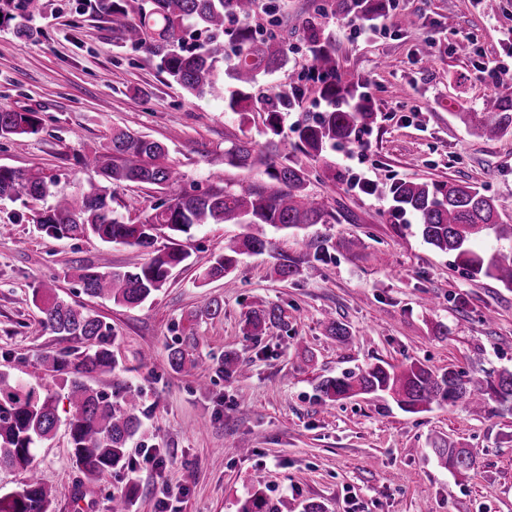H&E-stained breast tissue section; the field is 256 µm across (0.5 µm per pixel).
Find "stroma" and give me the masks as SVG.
Listing matches in <instances>:
<instances>
[{
  "mask_svg": "<svg viewBox=\"0 0 512 512\" xmlns=\"http://www.w3.org/2000/svg\"><path fill=\"white\" fill-rule=\"evenodd\" d=\"M272 3L292 53L264 86L295 82L305 90L300 106L283 115L287 130L324 104L308 78L301 38L310 0ZM410 15L417 26L406 25ZM347 21L331 12L324 23L343 77L367 92L376 120L363 131V146L307 164L309 190L334 219L301 237L267 230L274 250L243 257L231 278L203 285L198 274L247 227L204 224L181 238L189 259L142 306L88 296L69 267L115 269L145 254L49 237L35 222L42 202L0 200V369L48 386L41 357L79 347L77 338L38 323L33 290L49 282L54 295L112 326L120 375L143 402L130 455L137 476L114 471L79 499L65 431L37 449L42 480L54 492L52 512H109L113 495L132 482L134 512H239L258 472L267 497L287 499L293 512L311 501L323 512H512V413L477 414L460 404L411 414L372 395L326 406L316 392L323 378L379 361L512 370V291L468 277L454 255L423 241L412 216L393 217L389 196L347 184L358 158L384 188L413 179L471 183L495 199L501 223L512 224V135L490 139L459 118L482 111L491 92L483 63L512 69V0H400L364 22L358 38ZM22 22L32 37L16 35L15 21L0 22V112L37 113L41 130L0 139V165L54 181L55 191L74 192L93 178L80 159L115 127L165 142L187 191L245 178L224 164L227 139L257 146L270 139L261 122L226 111L223 99L187 94L157 71L148 50L124 46L94 0H34ZM466 37L474 48L463 54L457 44ZM308 240L328 249L319 272L274 275L277 255L301 254ZM213 299L221 314L198 316ZM260 303L281 307L285 323L254 339L244 335V319ZM332 318L347 325L349 341L327 335ZM439 323L447 335H436ZM176 346L191 359L180 372L168 365ZM227 352L241 361L230 379L216 365ZM441 439L471 449L474 470L461 477L443 468L432 451ZM241 442L250 455H227ZM145 448L169 457L167 479L142 466ZM168 482L183 494L166 497Z\"/></svg>",
  "mask_w": 512,
  "mask_h": 512,
  "instance_id": "obj_1",
  "label": "stroma"
}]
</instances>
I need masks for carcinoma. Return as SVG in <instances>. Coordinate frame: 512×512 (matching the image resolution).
Listing matches in <instances>:
<instances>
[{
	"label": "carcinoma",
	"instance_id": "obj_1",
	"mask_svg": "<svg viewBox=\"0 0 512 512\" xmlns=\"http://www.w3.org/2000/svg\"><path fill=\"white\" fill-rule=\"evenodd\" d=\"M387 7V0H338L336 4L366 19L383 15ZM98 10L124 44L149 49L158 71L188 94L222 95L224 108L244 121L261 114L275 138L263 147L237 140L224 148L225 165L254 172L259 179H241L224 184L222 190L195 194L174 189L180 173L169 163L164 144L122 128L112 129L105 143L82 158L83 166L95 170L99 180L55 196L37 218L39 229L50 237L95 239L149 255L144 262L119 269L75 268L87 295L130 308L140 306L161 291L172 269L189 258L177 238L202 224L252 228L212 257L200 274L208 282L230 276L240 256L269 250L272 242L266 236L267 227L299 231L329 223L333 214L310 193L300 157L323 159L336 144L357 141L361 130L373 123L374 112L365 95L341 76L334 37L323 22L326 8L317 7L303 28L311 79L326 106L314 117L293 124L290 139L281 136L282 113L300 104L304 91L283 84L269 94L261 82V77L286 67L289 61L288 43L257 22L264 14L270 17V25H281L272 6L263 0H98ZM188 22L205 33L203 41L191 47L183 44ZM222 74L233 85L227 95ZM499 83L484 103L481 130L488 138L512 131V74L502 73ZM39 126L35 112H0V138L34 135ZM130 184L153 186L169 195L151 206L142 220L127 222L112 209V199L116 188ZM389 193L392 213L413 215L427 244L453 254L470 277L491 278L512 289V248L501 246L489 254L474 249L479 239L512 241V225L500 223L493 197L470 183L401 181ZM48 194L42 177L0 166V198L40 201ZM165 231L171 245L158 249V234ZM321 261V249L302 259L283 255L274 272L286 280L300 273L302 264L313 268ZM33 303L45 327L79 338L82 346L41 357L46 371L59 378L65 390L70 409L63 420L57 413L58 397L49 388L0 371V471L27 473L19 487L0 492V512H50L51 490L37 474L35 448L60 425H65L69 436L72 465L79 474V497L83 489L131 464L128 444L142 426L140 395L116 372L111 328L84 308L52 295L46 284L34 289ZM246 323L247 335L259 336L270 326L285 324L284 313L277 306H263L251 310ZM93 381L112 391L93 387ZM317 392L324 403L386 395L409 413L459 402L480 410L491 401L512 412V371L479 377L451 368L434 371L416 362L399 368L376 363L326 377L318 383ZM434 454L441 466L456 474L464 475L474 466L470 449L446 440L435 444ZM263 485V476L256 475L254 492L239 512L288 509L286 499L269 502ZM136 492L137 487L130 485L112 496L109 512H130Z\"/></svg>",
	"mask_w": 512,
	"mask_h": 512
}]
</instances>
